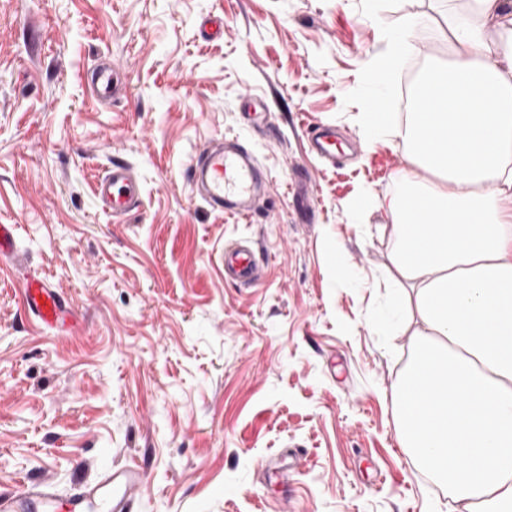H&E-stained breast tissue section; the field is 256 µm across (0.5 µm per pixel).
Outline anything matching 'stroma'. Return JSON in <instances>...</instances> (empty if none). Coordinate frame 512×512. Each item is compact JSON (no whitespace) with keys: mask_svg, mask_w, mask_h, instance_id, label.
<instances>
[{"mask_svg":"<svg viewBox=\"0 0 512 512\" xmlns=\"http://www.w3.org/2000/svg\"><path fill=\"white\" fill-rule=\"evenodd\" d=\"M464 7L0 0V224L73 309L72 328L42 330L0 270V493L24 476L64 495L134 464L133 512H450L397 436L393 386L420 319L394 306L381 203L407 147L366 143L358 115L382 29L428 19L392 76L395 111L450 54L448 13ZM105 61L124 79L107 104L86 84ZM318 123L343 133L341 166L310 151ZM219 137L264 171L265 215L193 197L190 167ZM115 159L142 190L120 219L94 196ZM233 241L258 246L259 283L225 281Z\"/></svg>","mask_w":512,"mask_h":512,"instance_id":"obj_1","label":"stroma"}]
</instances>
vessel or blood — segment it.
<instances>
[{
  "label": "vessel or blood",
  "instance_id": "obj_1",
  "mask_svg": "<svg viewBox=\"0 0 512 512\" xmlns=\"http://www.w3.org/2000/svg\"><path fill=\"white\" fill-rule=\"evenodd\" d=\"M91 87L97 97L107 99L115 95L118 86L111 68L96 70ZM308 136L318 154L335 158L338 141L335 127H315ZM190 182L196 195L213 210L244 217L256 213L257 203L265 193V175L252 153L240 144L221 139L210 141L202 149L192 167ZM95 195L101 209L122 217L139 206L141 188L131 167L116 161L97 181ZM16 233V225L0 224V264L10 270L18 263ZM224 276L251 285L263 278L264 268L254 249L241 245L225 250ZM22 302L38 324L47 329L65 325L71 316L62 289L43 273L25 277ZM143 486L144 474L140 468L124 466L104 473L98 483L80 485L64 496L53 491L47 482L1 493L0 512H129Z\"/></svg>",
  "mask_w": 512,
  "mask_h": 512
}]
</instances>
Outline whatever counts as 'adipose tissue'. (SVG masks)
I'll list each match as a JSON object with an SVG mask.
<instances>
[{"mask_svg": "<svg viewBox=\"0 0 512 512\" xmlns=\"http://www.w3.org/2000/svg\"><path fill=\"white\" fill-rule=\"evenodd\" d=\"M425 22L388 30L362 114L370 136L408 147L401 190L383 203L421 320L394 386L398 437L464 512H512V0H468L450 14L454 49L416 83L443 101L398 120L381 111L382 90Z\"/></svg>", "mask_w": 512, "mask_h": 512, "instance_id": "ef3b65f1", "label": "adipose tissue"}]
</instances>
